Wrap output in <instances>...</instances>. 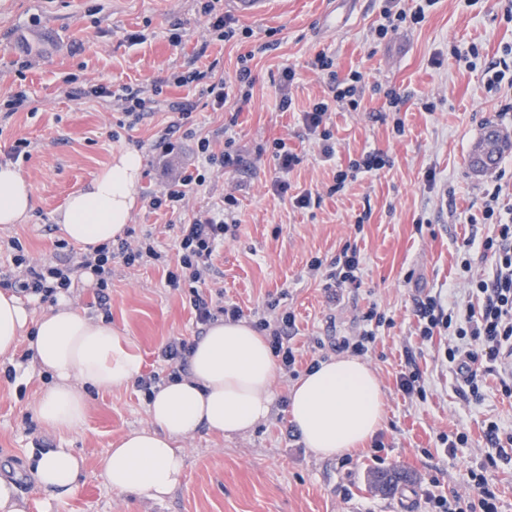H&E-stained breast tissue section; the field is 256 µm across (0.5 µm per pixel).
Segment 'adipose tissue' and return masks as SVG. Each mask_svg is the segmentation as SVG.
<instances>
[{
	"instance_id": "obj_1",
	"label": "adipose tissue",
	"mask_w": 512,
	"mask_h": 512,
	"mask_svg": "<svg viewBox=\"0 0 512 512\" xmlns=\"http://www.w3.org/2000/svg\"><path fill=\"white\" fill-rule=\"evenodd\" d=\"M142 157L126 149L71 195L58 222L67 239L83 247L124 235L135 205ZM31 186L17 169L0 164V224H20L34 208ZM34 334V356L54 382L35 405L38 420L60 433L84 424L85 387L120 389L140 374L142 359L131 337L92 321L66 299L51 312L31 319L12 294L0 293V357L13 354L22 336ZM189 375L159 385L149 404L150 427L127 433L103 461L113 491L160 500L184 474L183 442L199 429L229 437L266 421L274 402L278 366L264 336L251 324L219 321L195 340ZM291 421L304 445L332 457L371 439L382 428L381 385L369 365L344 355L320 361L291 387ZM82 460L66 448L40 458L37 485L62 500L75 488Z\"/></svg>"
}]
</instances>
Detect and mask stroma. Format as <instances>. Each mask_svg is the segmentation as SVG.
I'll return each mask as SVG.
<instances>
[{"instance_id":"stroma-1","label":"stroma","mask_w":512,"mask_h":512,"mask_svg":"<svg viewBox=\"0 0 512 512\" xmlns=\"http://www.w3.org/2000/svg\"><path fill=\"white\" fill-rule=\"evenodd\" d=\"M382 8V0H270L266 17H237L247 37L210 43L198 0H0V98L21 89L31 98L13 115L0 111V161L16 139L30 141L31 156L17 169L36 201L25 223L0 225V237H18L38 261L65 258L56 246L63 236L56 216L114 154L127 148L141 154L135 194L142 197L194 162L188 148L166 158L152 152L151 142L165 128L204 135L225 129L243 164L191 191L188 204L193 212L225 189L236 190L238 226L214 259L225 300L240 305L249 322L270 301L293 311L292 342L305 365L332 356L337 338L358 334L370 306L389 320L364 356L383 389L382 449L365 443L351 449L348 463L316 456L291 433L283 399L292 379L282 374L273 385L270 417L251 432L228 438L202 431L186 442L182 482L161 501L113 492L102 471L109 449L129 430L147 426L143 393L132 384L88 390L83 426L67 434L50 430L33 412L48 374L27 360L33 339L22 337L10 358H0V479L14 484L26 512H428V496L462 490L467 469L483 464L490 449L485 423L512 431V398L501 394L495 377H488L481 401L464 398L462 380L443 360L446 340L424 345L413 334L417 298L440 291L452 301L463 294L460 248L493 232L483 216L488 194L500 190L501 206L512 207V151L486 172L469 165L487 124L512 133V13L502 0H437L423 22L403 24L377 41ZM175 28L182 34L176 46L169 40ZM141 32L144 43L128 42L129 34ZM321 53L338 74L356 69L364 75L357 110L331 118L336 155L329 160L300 118L328 92L327 77L307 68ZM246 54L254 79L248 103L232 101L216 112L202 84L166 82L172 71L203 70L214 61L234 76ZM287 69L296 78L293 107L284 112L277 103ZM492 69L505 73L493 88L487 82ZM70 73L115 87L156 81L164 87L155 111L127 130L117 126L122 114L115 103L67 97L62 78ZM390 90L402 98L396 116L384 109ZM184 104L190 117L180 112ZM397 117L405 126L400 136L393 130ZM276 138L300 158L286 195L273 188L279 172L269 149ZM374 151L386 157L385 167L327 195L337 171ZM304 191L321 194L320 205L295 207L292 195ZM185 220L138 203L129 227L153 230L169 249ZM348 242L361 254L360 285L332 303L308 264L315 257L331 260ZM71 301L92 320L125 331L146 372L160 368L158 352L169 338L198 337L185 295L152 268L113 262L109 310L99 309L87 276ZM410 363L426 381V401L396 391V378ZM9 365L16 369L12 380L2 373ZM457 432L469 435V445L452 457L438 454V435ZM59 448L82 457L83 469L76 489L55 501L31 471ZM389 469L409 478L384 495L370 476Z\"/></svg>"}]
</instances>
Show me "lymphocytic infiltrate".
I'll list each match as a JSON object with an SVG mask.
<instances>
[{
  "label": "lymphocytic infiltrate",
  "mask_w": 512,
  "mask_h": 512,
  "mask_svg": "<svg viewBox=\"0 0 512 512\" xmlns=\"http://www.w3.org/2000/svg\"><path fill=\"white\" fill-rule=\"evenodd\" d=\"M333 61L326 55H317L311 68L328 76V95L303 112L304 128L317 138L324 157H332L335 148L333 135L327 119L333 107L357 109L362 93L363 76L352 70L338 75L332 69ZM170 83L188 86L204 82L205 93L213 110H222L230 99L248 102L252 96L254 80L248 66H241L232 79L216 75L214 69H197L171 73ZM69 90L68 97L76 99H99L116 102L122 117L120 127L134 128L151 112L154 95L160 94V85L151 89L124 85L118 88L88 81L78 83L76 76L64 77ZM194 152L200 160L193 171L167 183L161 190L148 196V207L152 211L177 213L181 211L191 190L205 187L207 174L212 170L222 172L236 169L240 155L232 139H225L222 151H215L214 139L210 136H194ZM498 194H491L485 203V216L496 226L494 235L482 243L483 255L493 260L491 278L471 277L473 259L465 257L463 270L469 278L466 283L471 303L464 308L451 311L445 308L440 295H425L417 300L416 335L421 343L432 342L439 334H447L448 345L444 357L449 366L461 376L467 395L480 400L487 376H494L502 394L512 398V370L505 360L512 356V215H503L498 207ZM238 200L234 193L227 192L219 201L198 211L193 219L180 227L175 254H168L158 245L153 232H145L132 238H117L93 247L91 252L80 253L75 263H36L30 259L19 238H9L0 246L10 256L11 269L0 273V286L25 296L43 301L56 300L59 294L78 286L83 275H91L95 281L94 291L99 307H106L108 290L112 285V263L120 261L125 267L154 266L161 268L169 286L187 291L196 324L207 326L225 319L239 321L244 312L235 303L225 301L224 289L213 277V257L218 246L223 245L228 235L237 227L235 208ZM309 270L322 274L325 288L331 296H338L347 286L357 284L361 272L360 252L355 245L345 244L331 261L313 259ZM274 318L259 317L255 326L266 336L270 350L277 358L281 369L290 376H298L297 350L290 345L287 331L295 323L291 312H278L276 303H269ZM485 437L496 456L488 457L481 470H468L465 493L451 496L438 495L433 499L439 512H498V489L490 477L498 459L512 452V432H502L496 422H489Z\"/></svg>",
  "instance_id": "1"
}]
</instances>
